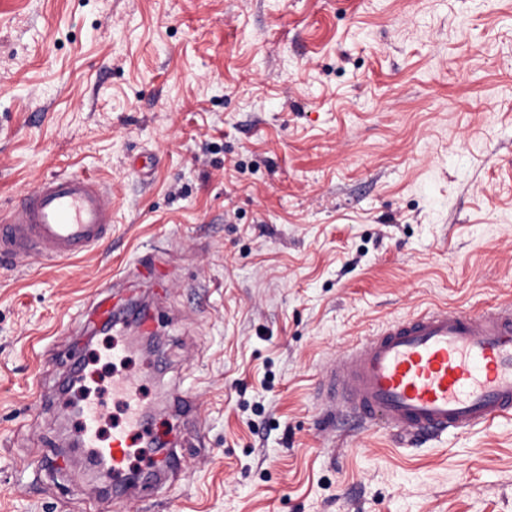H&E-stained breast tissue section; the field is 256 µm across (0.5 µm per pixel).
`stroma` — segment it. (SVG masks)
<instances>
[{"label":"stroma","instance_id":"stroma-1","mask_svg":"<svg viewBox=\"0 0 512 512\" xmlns=\"http://www.w3.org/2000/svg\"><path fill=\"white\" fill-rule=\"evenodd\" d=\"M70 172L111 186L112 238L0 257V512H512V420L408 448L317 395L389 320L512 301V0H0V212ZM138 260L164 290L114 301L166 371L118 372L181 465L121 504L60 384ZM89 310L93 313V316L99 318V320L103 323V325L116 326L118 324H123L117 318H112V311L110 308L109 296L103 295L102 293L95 294L89 301L88 306Z\"/></svg>","mask_w":512,"mask_h":512}]
</instances>
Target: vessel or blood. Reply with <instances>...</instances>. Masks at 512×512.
<instances>
[{"label": "vessel or blood", "instance_id": "1", "mask_svg": "<svg viewBox=\"0 0 512 512\" xmlns=\"http://www.w3.org/2000/svg\"><path fill=\"white\" fill-rule=\"evenodd\" d=\"M112 235L111 193L82 173L49 174L0 215V255L22 262L70 260ZM127 415L111 437L100 433L105 409L84 404L81 445L113 485L127 484L131 432L149 438L139 388L112 383ZM325 413L339 409L366 426H386L417 444L512 416V303L480 312L430 306L388 322L347 351L321 378Z\"/></svg>", "mask_w": 512, "mask_h": 512}]
</instances>
